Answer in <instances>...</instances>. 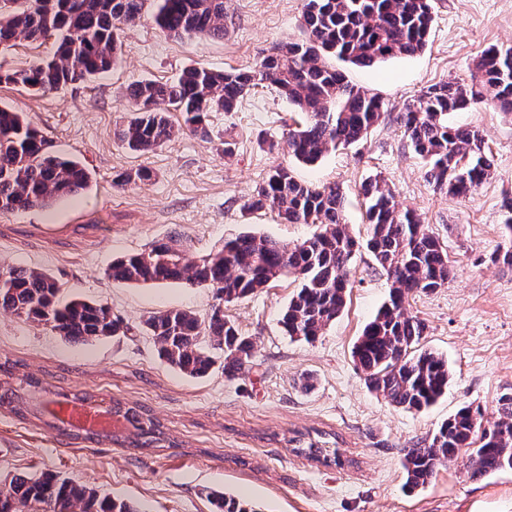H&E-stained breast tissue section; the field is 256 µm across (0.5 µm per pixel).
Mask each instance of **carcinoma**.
Returning <instances> with one entry per match:
<instances>
[{"mask_svg": "<svg viewBox=\"0 0 512 512\" xmlns=\"http://www.w3.org/2000/svg\"><path fill=\"white\" fill-rule=\"evenodd\" d=\"M152 7L156 25L166 34L224 36V0H0V45L54 38L51 59L25 69L0 72V83L22 84L39 92L87 81L108 71L121 55L117 30L139 21ZM303 37L282 45L255 69L214 71L192 66L170 82L142 81L129 93L136 112L118 138L135 152L171 140L177 130L157 111L167 104L185 114L192 135L209 136L207 114L233 111L258 84L278 88L302 113L299 127L288 131V153L311 164L340 146L360 142L383 114L382 102L352 85L328 58L370 68L424 50L432 23L431 0H305ZM495 91L497 108L512 113V47L491 46L474 63L471 82L454 79L429 86L400 113L398 120L415 154L428 166L433 186L466 196L491 178L492 163L479 130L448 123V115L483 100V89ZM78 161L54 155L38 129L20 112L0 108V211L44 208L79 195L89 184ZM368 223L367 250L390 281L389 300L364 327L353 358L367 387L388 403L420 411L448 390L450 371L442 356L417 352L425 325L407 314L408 297L448 283V251L420 224L414 211L401 208L379 178L362 186ZM345 197L336 183L312 184L277 166L256 188L248 208L270 209L290 224H315L317 232L289 247L268 236L242 235L199 262L163 243L112 262L108 277L119 284L182 282L211 288L232 302L291 275L300 287L281 322L289 336L307 342L323 335L342 311L349 288V266L360 243L346 230ZM0 309L44 325L72 343L116 336L123 321L103 303L62 300L50 275L22 267L0 271ZM145 325L158 354L190 377H204L215 361L201 346V333L224 344V375L233 378L251 356L252 343L224 312L215 308L202 324L191 311L169 310L149 317ZM58 392L34 376L16 374V364H0V408L20 418L38 416L29 392ZM112 411L130 421L125 436L93 433L84 437L55 420L51 431L72 440L124 445L148 450L175 448L161 422L150 411L120 400ZM481 411L465 405L440 427L405 449V485H425L436 467L460 455L468 457L472 475L512 471V396L501 399L499 418L481 428ZM295 451L312 459H330L329 449L309 442ZM218 512H257L246 499L214 494ZM139 512L130 502L99 498L69 478L44 473L16 477L0 486V512Z\"/></svg>", "mask_w": 512, "mask_h": 512, "instance_id": "1", "label": "carcinoma"}]
</instances>
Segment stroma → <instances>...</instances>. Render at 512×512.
Listing matches in <instances>:
<instances>
[{
    "label": "stroma",
    "mask_w": 512,
    "mask_h": 512,
    "mask_svg": "<svg viewBox=\"0 0 512 512\" xmlns=\"http://www.w3.org/2000/svg\"><path fill=\"white\" fill-rule=\"evenodd\" d=\"M228 3L223 37H172L147 14L121 27L119 62L91 81L46 93L0 84V107L22 113L53 153L80 161L90 173L78 198L0 212V270L46 272L64 298L108 304L128 327L120 336L74 344L2 311L0 362H19L21 374L60 391L143 405L178 442L138 452L74 441L35 418L0 411V482L59 473L146 512H216V492L245 498L259 512H512L510 471L476 479L460 458L439 465L424 487L411 491L402 467L405 448L460 406L479 407L489 426L501 398L512 395V267L493 260L507 240L502 202L512 198V114L486 102L452 115L453 123L480 131L493 167L492 177L464 197L429 183L397 120L428 86L469 81L482 51L512 44V0H432L421 53L369 69L345 66L348 81L376 95L384 112L363 141L315 165L289 155L283 140L298 114L264 84L235 111L209 113V138L183 133L145 153L129 150L116 132L132 115L129 90L137 81H171L190 66L250 70L302 36L304 0ZM272 141L279 150L269 151ZM278 165L303 181L340 184L347 229L359 240L368 232L361 185L380 177L446 246L453 280L415 293L407 304L408 315L426 326L421 349L443 355L452 370L447 393L429 409L392 406L367 388L353 362V345L390 287L368 251L354 255L346 304L312 343L288 336L279 323L299 287L288 275L226 304L208 288L108 278L113 260L162 242L197 261L243 233L290 246L308 239L314 225L247 207ZM143 169L150 179L137 178ZM217 306L253 342L242 373L225 377L224 351L206 336L201 345L215 359L208 375L192 378L167 364L146 319L170 309L204 318ZM297 436L335 442L342 464L295 453Z\"/></svg>",
    "instance_id": "1"
}]
</instances>
